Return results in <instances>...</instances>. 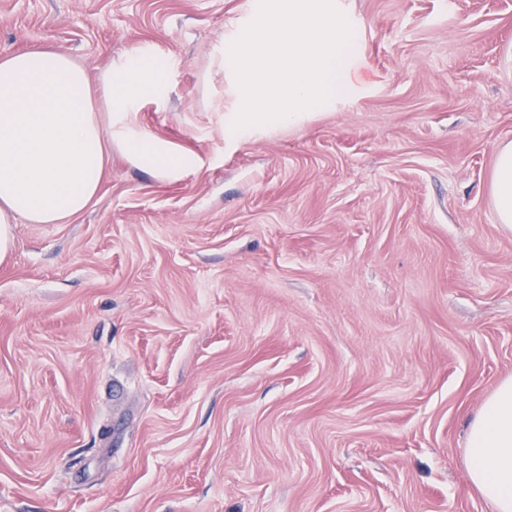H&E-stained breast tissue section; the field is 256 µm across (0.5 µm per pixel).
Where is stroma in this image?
<instances>
[{"mask_svg":"<svg viewBox=\"0 0 512 512\" xmlns=\"http://www.w3.org/2000/svg\"><path fill=\"white\" fill-rule=\"evenodd\" d=\"M255 0H0V55L168 91L66 224L0 264V512H493L468 425L512 377V0H344L368 94L238 143L216 62ZM489 194L497 221L512 229V142L501 145L496 152Z\"/></svg>","mask_w":512,"mask_h":512,"instance_id":"obj_1","label":"stroma"}]
</instances>
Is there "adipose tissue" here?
Segmentation results:
<instances>
[{
    "mask_svg": "<svg viewBox=\"0 0 512 512\" xmlns=\"http://www.w3.org/2000/svg\"><path fill=\"white\" fill-rule=\"evenodd\" d=\"M165 92L164 67L146 54L108 66L94 81L51 47L0 58V263L14 249V224H63L88 207L113 144L161 180L196 168L194 153L134 123L142 102ZM489 194L498 222L512 229V142L496 152ZM464 464L494 512H512L511 378L471 422Z\"/></svg>",
    "mask_w": 512,
    "mask_h": 512,
    "instance_id": "adipose-tissue-1",
    "label": "adipose tissue"
}]
</instances>
